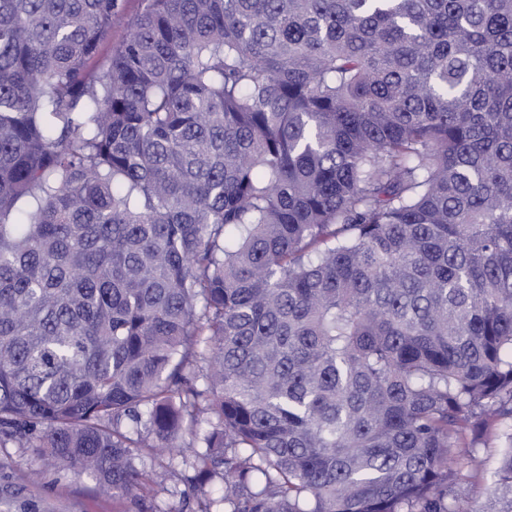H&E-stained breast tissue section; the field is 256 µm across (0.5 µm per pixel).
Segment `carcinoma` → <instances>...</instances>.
<instances>
[{
  "instance_id": "cac0c4a2",
  "label": "carcinoma",
  "mask_w": 512,
  "mask_h": 512,
  "mask_svg": "<svg viewBox=\"0 0 512 512\" xmlns=\"http://www.w3.org/2000/svg\"><path fill=\"white\" fill-rule=\"evenodd\" d=\"M124 11L0 0V446L512 512V0H145L103 57Z\"/></svg>"
}]
</instances>
